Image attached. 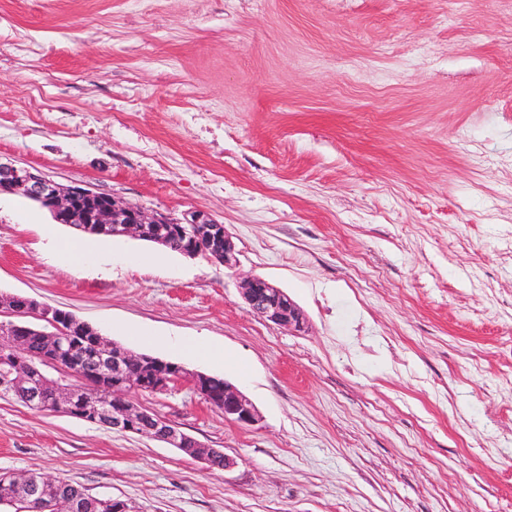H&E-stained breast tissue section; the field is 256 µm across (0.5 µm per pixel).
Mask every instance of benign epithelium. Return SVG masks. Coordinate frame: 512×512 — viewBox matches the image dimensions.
<instances>
[{
	"instance_id": "benign-epithelium-1",
	"label": "benign epithelium",
	"mask_w": 512,
	"mask_h": 512,
	"mask_svg": "<svg viewBox=\"0 0 512 512\" xmlns=\"http://www.w3.org/2000/svg\"><path fill=\"white\" fill-rule=\"evenodd\" d=\"M23 196L49 209L54 219L72 226L102 225L114 236H131L141 240L164 242L170 237L181 243V253H205L226 267L237 264L236 248L224 225L202 211L187 218L148 211L124 202L111 193L82 185L63 186L26 167L0 162V193ZM249 310L259 318L279 327L302 331L305 317L288 295L269 281L252 277L241 287ZM7 308L20 318L18 322L0 321V334L16 333L45 336L51 343V354L42 363L63 368L77 379L79 372L76 336H92L97 344V383L85 389L49 380L34 363L18 359L0 369V392L22 393L26 404L39 407L51 396L54 408L61 412L76 411L93 422H108L120 432L147 435L181 452L213 465L231 460L218 448H208L181 431L171 421L138 408L127 399L132 390L163 392L178 384H188L208 404L221 410L224 419L245 426L260 421L253 402L235 385L224 382V394L213 387L212 376L193 372L183 366L146 354L134 353L120 344L106 340L90 323L46 303L23 296L0 297V309ZM57 485V480L33 474L11 477L12 495L28 501L44 495Z\"/></svg>"
}]
</instances>
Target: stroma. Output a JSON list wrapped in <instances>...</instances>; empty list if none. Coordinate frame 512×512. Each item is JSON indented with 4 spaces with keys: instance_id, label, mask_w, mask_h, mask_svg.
I'll use <instances>...</instances> for the list:
<instances>
[{
    "instance_id": "35a3bbf8",
    "label": "stroma",
    "mask_w": 512,
    "mask_h": 512,
    "mask_svg": "<svg viewBox=\"0 0 512 512\" xmlns=\"http://www.w3.org/2000/svg\"><path fill=\"white\" fill-rule=\"evenodd\" d=\"M0 160L224 224L235 267L73 234L0 195V295L227 379L241 426L186 385L131 402L220 449L0 395V473L137 512H512V0H0ZM281 288L298 333L240 283ZM163 337L144 346L130 329ZM201 338L243 362L176 349ZM99 245L100 244L96 241L79 237L63 240L53 239V248L55 251L73 263H80L94 255ZM241 290L254 315L288 330H304L306 321L301 309L283 290L269 281L260 277L248 278Z\"/></svg>"
}]
</instances>
